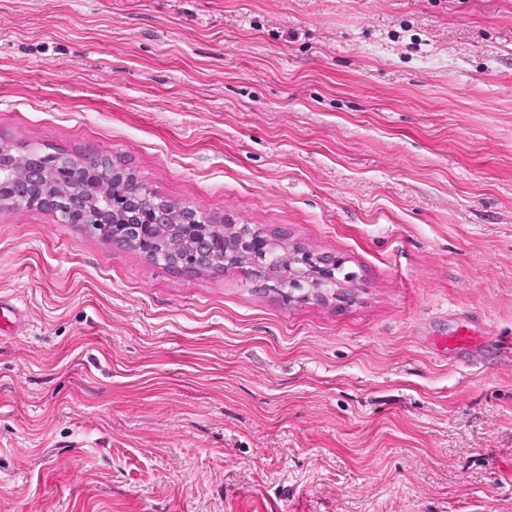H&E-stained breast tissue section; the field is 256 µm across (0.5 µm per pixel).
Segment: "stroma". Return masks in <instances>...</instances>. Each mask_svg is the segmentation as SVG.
I'll return each mask as SVG.
<instances>
[{
	"label": "stroma",
	"mask_w": 512,
	"mask_h": 512,
	"mask_svg": "<svg viewBox=\"0 0 512 512\" xmlns=\"http://www.w3.org/2000/svg\"><path fill=\"white\" fill-rule=\"evenodd\" d=\"M0 147L348 273L289 301L1 202L0 512H512V0H0ZM70 158L72 157L64 152H58L54 155H39L36 153L29 154V159L32 163L41 166L45 172L52 174L70 169L71 167H79L89 164L93 160V158L90 157L73 158L71 160V167L66 168L65 162Z\"/></svg>",
	"instance_id": "1"
}]
</instances>
